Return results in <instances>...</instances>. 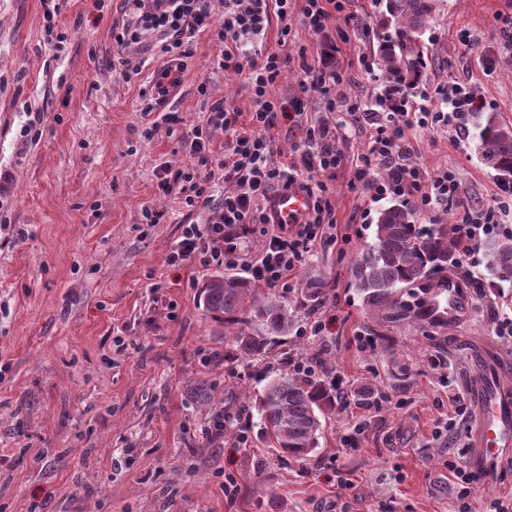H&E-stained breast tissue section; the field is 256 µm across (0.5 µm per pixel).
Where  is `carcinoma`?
I'll return each mask as SVG.
<instances>
[{
	"mask_svg": "<svg viewBox=\"0 0 512 512\" xmlns=\"http://www.w3.org/2000/svg\"><path fill=\"white\" fill-rule=\"evenodd\" d=\"M384 20L397 27L399 39L377 48V65L383 72L387 101L396 110L404 105L421 75L424 49L420 38L433 16V0H385ZM474 137L482 160L507 184H512V128L502 125L495 114L475 112ZM456 246L448 235V225L424 231L414 223L404 205H391L378 216L375 241L354 261V275L365 307L377 317H404L411 312L402 299L408 287L438 278L448 282ZM488 271L495 288L512 287V235L493 239L487 245ZM324 282L306 285L300 308L315 314L322 304ZM205 312L233 328L224 363H258L268 358L277 340L288 335L294 315L288 305L272 294L261 298L246 279L217 275L203 290ZM292 355L279 353V374L261 390L245 396L239 405L233 396H224L218 409L215 387L207 379H191L186 391L200 411L224 419V434L238 435L248 430L253 417L259 419L258 434L277 460L305 466L313 460L326 418L348 397L322 378L305 379L288 373Z\"/></svg>",
	"mask_w": 512,
	"mask_h": 512,
	"instance_id": "1",
	"label": "carcinoma"
}]
</instances>
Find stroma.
<instances>
[{
	"label": "stroma",
	"mask_w": 512,
	"mask_h": 512,
	"mask_svg": "<svg viewBox=\"0 0 512 512\" xmlns=\"http://www.w3.org/2000/svg\"><path fill=\"white\" fill-rule=\"evenodd\" d=\"M59 7L69 41L57 54L44 42L42 0H0V169L12 175L0 191V363L9 366L0 380V512H457L448 463L466 461L477 416L467 386L486 367L483 348L512 361V341L496 334L499 321L512 318V302L494 294L484 239L463 283L466 312L434 323L373 318L352 266L393 200L349 187L368 129L308 102L309 120L345 127L336 140L342 164L329 184L337 241L315 247L281 296L298 308L306 280L324 279L318 314L335 323L316 336L310 318L297 316L283 346L326 359L328 380L341 391L372 380L381 400L369 409L343 405L305 469L271 457L255 437L212 447L185 381L205 378L217 392L238 394L260 389L277 365L205 364V355L225 349L223 323L200 301L212 273L190 262L170 266L168 257L181 224L207 223L209 214L160 197L156 173L187 164L182 140L210 106L246 113L251 95L219 67L210 35L198 33L182 85L159 110L175 123L142 140L140 95L150 74L128 79L114 67L112 28L125 18L124 0ZM352 8L360 23L334 16L327 35L347 93L378 112L382 74L366 73L359 57L396 40L397 30L378 23L383 0H353ZM510 13L512 0H435L421 35L428 66L408 111L439 107L441 91L456 82L512 127V36L497 21ZM36 116L37 137L21 136ZM410 136L420 171H455L471 206L501 205V221L512 225V197L481 160L472 130L417 125ZM147 207L164 210L163 223L143 224ZM391 350L408 369L400 389L390 378ZM454 393L467 417L451 429ZM363 417L371 425L361 433ZM340 471L349 488H339ZM229 475L238 484L231 497L223 490Z\"/></svg>",
	"instance_id": "stroma-1"
}]
</instances>
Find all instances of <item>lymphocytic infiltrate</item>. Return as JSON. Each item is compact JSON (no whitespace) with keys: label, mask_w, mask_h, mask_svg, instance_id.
I'll return each instance as SVG.
<instances>
[{"label":"lymphocytic infiltrate","mask_w":512,"mask_h":512,"mask_svg":"<svg viewBox=\"0 0 512 512\" xmlns=\"http://www.w3.org/2000/svg\"><path fill=\"white\" fill-rule=\"evenodd\" d=\"M137 22L113 28L118 47L139 43L144 32L161 33L159 52L163 58L153 71L151 84L142 94L143 122L140 136L153 138L156 125L150 120L156 107L178 88L192 56L189 40L199 31L210 32L221 49L218 64L225 73L243 77L253 108L248 114L213 105L204 123L195 125L183 142L191 162L183 168L162 169L157 174L160 195H177L187 208L209 211L208 224H185L170 265L190 262L207 269L218 266L242 269L253 279L271 288L288 287V278L313 247L332 245L334 212L328 196V182L335 179L341 156L334 147L336 130L318 121L305 129L302 146L294 148L290 161H273L270 129L293 120L305 110L309 99L320 98L327 110L344 103L349 124L369 128L365 150L353 167L351 186H371L378 198L393 195L411 209L429 213L448 206L464 211L460 223L452 225L457 243V265L468 269L477 237L497 235L503 227L494 207L470 208L455 173L442 170L427 177L413 164L414 149L408 132L414 125L462 130L466 113L483 109L465 87L456 84L446 93L443 107L425 109L418 116L399 112L367 111L360 99L344 90L345 76L336 67V46L324 44L313 61L300 65L303 77L300 93L292 99L271 93L281 79L292 42L288 22L294 0H126ZM350 0H303L301 24L313 34L326 30L333 15L354 20ZM278 27V47L250 53L248 43L264 34L270 25ZM222 130L229 139L223 152L213 148L212 133ZM386 170L385 180L373 178L375 170ZM222 178L226 191L217 195L215 178ZM297 187L310 198L301 223L273 225L266 205L270 196L283 188ZM256 224L267 231L258 255L247 245Z\"/></svg>","instance_id":"lymphocytic-infiltrate-1"}]
</instances>
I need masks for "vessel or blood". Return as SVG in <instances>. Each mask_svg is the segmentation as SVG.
<instances>
[{"instance_id":"vessel-or-blood-1","label":"vessel or blood","mask_w":512,"mask_h":512,"mask_svg":"<svg viewBox=\"0 0 512 512\" xmlns=\"http://www.w3.org/2000/svg\"><path fill=\"white\" fill-rule=\"evenodd\" d=\"M268 208L276 223L297 224L309 208V198L291 188L274 193ZM471 393L479 416L470 432L466 463L478 483L490 488L497 484L503 458L512 450V375L499 372L480 378Z\"/></svg>"}]
</instances>
